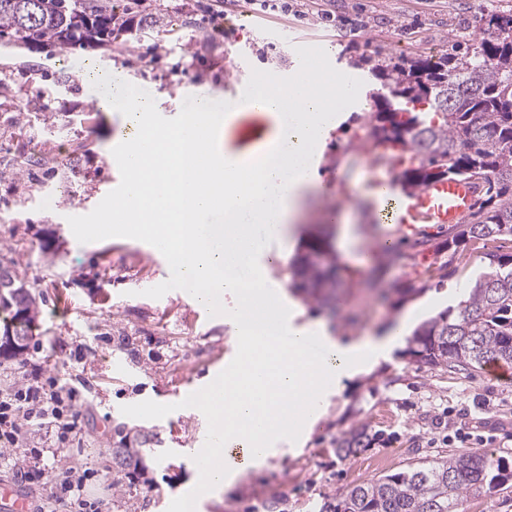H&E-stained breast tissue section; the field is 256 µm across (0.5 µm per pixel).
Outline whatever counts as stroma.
I'll use <instances>...</instances> for the list:
<instances>
[{
    "mask_svg": "<svg viewBox=\"0 0 512 512\" xmlns=\"http://www.w3.org/2000/svg\"><path fill=\"white\" fill-rule=\"evenodd\" d=\"M161 2L165 32L140 34L119 50L77 46L60 60L22 43L0 45V104L25 113L50 97L53 127L69 123L76 134L48 146L59 162L71 158L78 167L64 193L41 169L18 182L0 180V263L22 273L39 303L25 352L0 357V389L18 380L24 364L38 362L44 377L80 391L83 442L72 446L68 462L98 472L88 492L103 500V512H174L194 477L191 450L210 432L208 419L187 404L210 375L224 372L235 346L223 316L173 287L166 256L154 253L147 239L75 233V225L100 223L123 181L114 159L122 115L94 107L99 86L87 63L151 88L172 123L192 88L222 99L233 64H242L245 78L270 81L297 71V40L329 46L335 68L321 82L345 73L354 95L318 144L319 186L305 200L303 221L285 225L282 238L257 258L268 281L287 287L307 246L322 244L318 262L336 266L335 300L329 306L287 295L284 306L298 312L299 322L347 340L382 334L405 315L416 327L451 307L457 288L486 272V253L512 251V241L502 238L470 241L449 254L448 230L436 224L398 238L393 224L377 220L360 174L365 123L376 109L367 95L373 68L388 57L466 49L488 14L512 15V0H288L287 11L264 14L258 0H223L219 19L206 0ZM337 206L352 214L349 227L325 222ZM409 286L417 294L401 296ZM405 348L401 342L370 359L308 423L301 442L283 445L201 512H254L255 501L274 498L283 499L286 512H318L337 489L447 457L448 440L460 427L484 435L481 450L491 460L512 463V386L482 371L440 372L404 357ZM148 402L154 412L142 413ZM363 424L378 435L371 448L337 455L342 435ZM138 429L154 435V451L143 458L152 493L129 500L104 478L112 473L119 432Z\"/></svg>",
    "mask_w": 512,
    "mask_h": 512,
    "instance_id": "35a3bbf8",
    "label": "stroma"
}]
</instances>
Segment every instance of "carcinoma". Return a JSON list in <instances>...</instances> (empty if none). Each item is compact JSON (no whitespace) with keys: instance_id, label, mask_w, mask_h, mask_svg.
<instances>
[{"instance_id":"cac0c4a2","label":"carcinoma","mask_w":512,"mask_h":512,"mask_svg":"<svg viewBox=\"0 0 512 512\" xmlns=\"http://www.w3.org/2000/svg\"><path fill=\"white\" fill-rule=\"evenodd\" d=\"M146 0H128L118 11L112 0H0V42L36 43L62 55L92 40L127 42L141 27L160 24ZM379 86L368 96L383 107L371 113L368 137L380 146L409 153L399 181L407 191L446 177L482 184L476 210L448 228V248L468 240L512 237V15L492 14L471 52L458 56L391 58L373 73ZM43 121L14 117L15 132L28 135ZM43 156L15 157L12 179L34 166L54 165ZM488 271L475 280L457 306L420 324L405 354L448 373H471L491 362L512 364V253H488ZM295 288L314 295L327 271L308 257L295 270ZM0 309L9 313L3 330L32 331L35 295L17 269L0 264ZM377 435L366 426L352 430L336 452L351 455L371 447ZM149 484L140 449H112V485L128 496ZM512 488V467L494 464L475 450H450L441 461L405 469L343 488L333 506L320 512H458L462 501Z\"/></svg>"}]
</instances>
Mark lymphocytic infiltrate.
Listing matches in <instances>:
<instances>
[{
  "label": "lymphocytic infiltrate",
  "mask_w": 512,
  "mask_h": 512,
  "mask_svg": "<svg viewBox=\"0 0 512 512\" xmlns=\"http://www.w3.org/2000/svg\"><path fill=\"white\" fill-rule=\"evenodd\" d=\"M41 374L40 365H32L20 387L0 396V467H11L14 454L26 450L29 460L16 470L17 479L46 489L48 504H66L71 512H100V501L87 495L90 472L43 461L42 443L55 439L63 444L78 436L82 414L75 407V391L42 384Z\"/></svg>",
  "instance_id": "f902f5d3"
}]
</instances>
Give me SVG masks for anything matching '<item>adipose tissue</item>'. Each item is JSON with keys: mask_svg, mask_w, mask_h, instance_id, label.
<instances>
[{"mask_svg": "<svg viewBox=\"0 0 512 512\" xmlns=\"http://www.w3.org/2000/svg\"><path fill=\"white\" fill-rule=\"evenodd\" d=\"M115 93L124 125L116 159L126 171L124 197L116 208L126 221L112 234L144 237L159 246L171 264L172 281L187 287L199 306L225 311L239 342L227 374L211 377L188 404L210 421L207 441L192 451L194 458L213 463L210 470L195 472L190 500L198 503L230 490L248 469L263 465L273 442L297 438L301 416L317 414L344 379L387 346L388 341L370 336L322 335L306 324L294 327L293 344L280 349L260 332L276 318L284 289L265 290L231 272L232 266L253 260L254 225L269 224L278 232L297 221L302 194L315 184L309 149L329 127L331 101L348 99L352 87L341 76L324 89L295 75L287 89L263 92L265 115L274 121L273 149L259 167L222 146L237 113L202 110L162 129L151 124V100L128 99L120 85ZM292 93L298 112L290 123H276ZM148 183L154 197L149 205L143 202ZM219 202L224 223L210 225L207 236L198 235V215ZM228 295L237 299L230 309L224 306ZM314 334L324 349L318 360L305 353Z\"/></svg>", "mask_w": 512, "mask_h": 512, "instance_id": "adipose-tissue-1", "label": "adipose tissue"}]
</instances>
